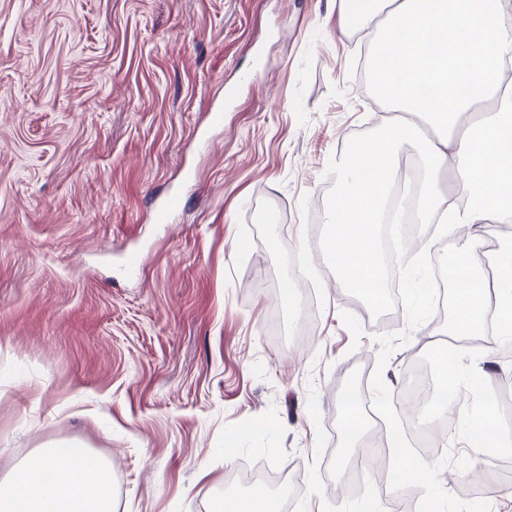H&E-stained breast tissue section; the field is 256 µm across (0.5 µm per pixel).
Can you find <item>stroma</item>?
Here are the masks:
<instances>
[{
    "label": "stroma",
    "mask_w": 512,
    "mask_h": 512,
    "mask_svg": "<svg viewBox=\"0 0 512 512\" xmlns=\"http://www.w3.org/2000/svg\"><path fill=\"white\" fill-rule=\"evenodd\" d=\"M339 7L0 0V479L71 444L111 461L115 512H211L253 461L299 472L293 512H394L340 481V385L378 371L399 396L448 339L440 315L373 317L328 265L333 162L391 118ZM403 331L378 366V336ZM461 343L484 362L472 404L512 415V344ZM467 429L427 461L470 455L480 478L453 494L512 512V453Z\"/></svg>",
    "instance_id": "obj_1"
}]
</instances>
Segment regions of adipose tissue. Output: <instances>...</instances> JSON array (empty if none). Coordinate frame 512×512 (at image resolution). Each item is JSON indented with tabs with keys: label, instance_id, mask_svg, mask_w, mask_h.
I'll use <instances>...</instances> for the list:
<instances>
[{
	"label": "adipose tissue",
	"instance_id": "ef3b65f1",
	"mask_svg": "<svg viewBox=\"0 0 512 512\" xmlns=\"http://www.w3.org/2000/svg\"><path fill=\"white\" fill-rule=\"evenodd\" d=\"M339 22L374 33L372 84L393 121L337 160L326 249L337 281L378 302L393 183L415 188L417 223L465 229L468 253L482 245V224L512 223V146L501 142L512 130V0H341ZM445 169L465 206L435 197ZM488 262L496 280L467 262L453 269L452 335L482 329L488 291L512 309L511 236ZM110 473L86 449H46L0 481V512H113Z\"/></svg>",
	"mask_w": 512,
	"mask_h": 512
}]
</instances>
